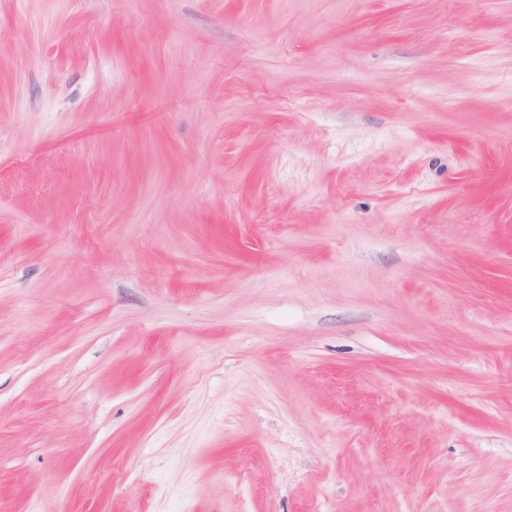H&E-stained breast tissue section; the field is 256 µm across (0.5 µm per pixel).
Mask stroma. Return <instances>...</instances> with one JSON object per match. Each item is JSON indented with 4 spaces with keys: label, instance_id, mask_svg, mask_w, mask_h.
Returning a JSON list of instances; mask_svg holds the SVG:
<instances>
[{
    "label": "stroma",
    "instance_id": "35a3bbf8",
    "mask_svg": "<svg viewBox=\"0 0 512 512\" xmlns=\"http://www.w3.org/2000/svg\"><path fill=\"white\" fill-rule=\"evenodd\" d=\"M0 512H512V0H0Z\"/></svg>",
    "mask_w": 512,
    "mask_h": 512
}]
</instances>
